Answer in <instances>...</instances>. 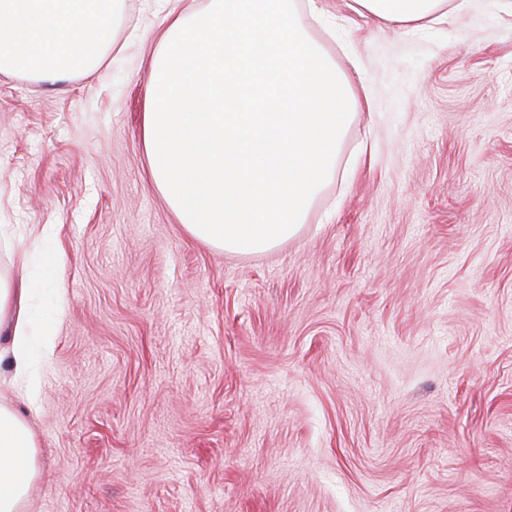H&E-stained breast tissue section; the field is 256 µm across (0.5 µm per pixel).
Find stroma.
I'll use <instances>...</instances> for the list:
<instances>
[{
    "mask_svg": "<svg viewBox=\"0 0 512 512\" xmlns=\"http://www.w3.org/2000/svg\"><path fill=\"white\" fill-rule=\"evenodd\" d=\"M309 39L369 106L298 234L191 237L149 178L158 0L101 67L0 73V275L54 340L8 395L23 512H512V0Z\"/></svg>",
    "mask_w": 512,
    "mask_h": 512,
    "instance_id": "1",
    "label": "stroma"
}]
</instances>
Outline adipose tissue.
<instances>
[{"label":"adipose tissue","mask_w":512,"mask_h":512,"mask_svg":"<svg viewBox=\"0 0 512 512\" xmlns=\"http://www.w3.org/2000/svg\"><path fill=\"white\" fill-rule=\"evenodd\" d=\"M358 16L376 23L422 24L461 14L458 0H355ZM117 0H0V72H26L55 81L99 62L114 45ZM31 291L0 282V361L11 383L33 384V360L50 353L51 338L34 339ZM38 474L35 439L24 418L0 403V512H22Z\"/></svg>","instance_id":"1"}]
</instances>
